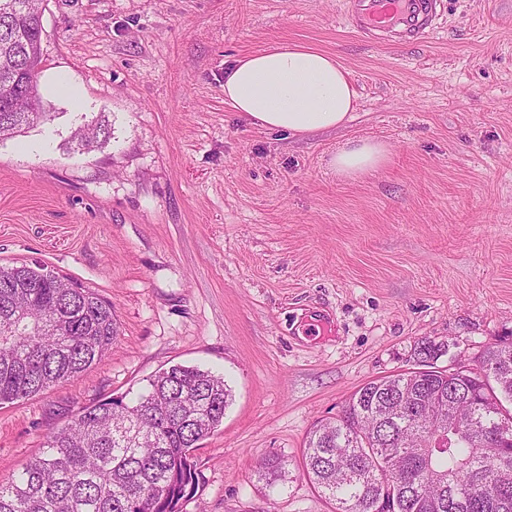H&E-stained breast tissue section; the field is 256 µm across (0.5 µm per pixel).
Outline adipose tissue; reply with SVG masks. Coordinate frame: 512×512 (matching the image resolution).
Returning <instances> with one entry per match:
<instances>
[{"label": "adipose tissue", "instance_id": "1", "mask_svg": "<svg viewBox=\"0 0 512 512\" xmlns=\"http://www.w3.org/2000/svg\"><path fill=\"white\" fill-rule=\"evenodd\" d=\"M224 100L261 126L301 136L344 127L356 92L337 57L293 43L238 58L224 74ZM387 161L385 145L363 139L337 149L329 165L357 178Z\"/></svg>", "mask_w": 512, "mask_h": 512}]
</instances>
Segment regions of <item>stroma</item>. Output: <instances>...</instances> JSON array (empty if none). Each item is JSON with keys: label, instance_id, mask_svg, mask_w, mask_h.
Returning a JSON list of instances; mask_svg holds the SVG:
<instances>
[{"label": "stroma", "instance_id": "stroma-1", "mask_svg": "<svg viewBox=\"0 0 512 512\" xmlns=\"http://www.w3.org/2000/svg\"><path fill=\"white\" fill-rule=\"evenodd\" d=\"M346 0H45L38 89L53 120L0 139V265L40 262L112 307L104 360L0 406V478L80 407L174 364L232 401L194 452L181 512H333L303 473L312 426L367 382L477 367L512 334V0H445L425 40L353 33ZM299 43L339 58L343 128L295 136L224 101L240 56ZM110 135L77 149L74 130ZM371 139L387 164L328 166ZM286 473L260 481L259 459ZM388 151L381 142L363 139L348 141L336 150L329 161L336 174L346 178H357L369 174L385 165Z\"/></svg>", "mask_w": 512, "mask_h": 512}]
</instances>
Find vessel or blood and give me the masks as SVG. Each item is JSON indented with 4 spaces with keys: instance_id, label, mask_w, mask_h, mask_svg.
<instances>
[{
    "instance_id": "b4317fda",
    "label": "vessel or blood",
    "mask_w": 512,
    "mask_h": 512,
    "mask_svg": "<svg viewBox=\"0 0 512 512\" xmlns=\"http://www.w3.org/2000/svg\"><path fill=\"white\" fill-rule=\"evenodd\" d=\"M443 0H347L346 18L364 38L384 43L417 40L428 34Z\"/></svg>"
}]
</instances>
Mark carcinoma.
<instances>
[{
  "label": "carcinoma",
  "mask_w": 512,
  "mask_h": 512,
  "mask_svg": "<svg viewBox=\"0 0 512 512\" xmlns=\"http://www.w3.org/2000/svg\"><path fill=\"white\" fill-rule=\"evenodd\" d=\"M0 10V137L48 119L38 93L42 0ZM99 123L74 138L90 149ZM41 264L0 266V405L77 380L117 333L112 307ZM424 342L415 366L354 391L317 422L304 474L336 512H512V338L487 345L479 367L437 370ZM231 391L197 367L156 372L136 400L84 406L41 452L0 480V512H180L200 485L193 447L224 419ZM287 461L270 455L259 475Z\"/></svg>",
  "instance_id": "cac0c4a2"
}]
</instances>
